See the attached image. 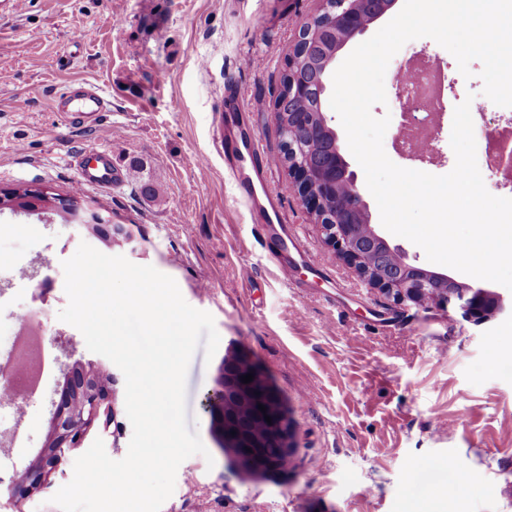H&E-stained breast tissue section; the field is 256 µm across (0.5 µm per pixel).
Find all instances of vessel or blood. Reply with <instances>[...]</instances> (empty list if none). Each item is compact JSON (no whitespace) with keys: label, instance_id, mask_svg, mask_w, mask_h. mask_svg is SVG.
I'll return each instance as SVG.
<instances>
[{"label":"vessel or blood","instance_id":"vessel-or-blood-1","mask_svg":"<svg viewBox=\"0 0 512 512\" xmlns=\"http://www.w3.org/2000/svg\"><path fill=\"white\" fill-rule=\"evenodd\" d=\"M242 123L243 109L238 97L225 96L223 111L217 118L224 164L239 199L245 203L252 222L259 228L270 259L289 287L295 288L312 265L298 240L289 235L280 202L268 189L267 173L273 160L261 151L254 139L244 136ZM76 171L77 185L81 188H108L122 179L113 169L112 158L105 150L98 152L95 165L81 164Z\"/></svg>","mask_w":512,"mask_h":512}]
</instances>
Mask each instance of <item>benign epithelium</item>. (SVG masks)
Wrapping results in <instances>:
<instances>
[{
    "mask_svg": "<svg viewBox=\"0 0 512 512\" xmlns=\"http://www.w3.org/2000/svg\"><path fill=\"white\" fill-rule=\"evenodd\" d=\"M316 12L295 32L286 64L287 80L282 94L274 101L273 117L281 136L283 166L303 202L310 221L321 226L324 239L335 256L354 270L370 288L397 302L417 306L429 303L447 306L454 302L463 317L483 324L505 310L500 294L474 288L455 278L428 271L410 261L401 248L392 247L379 234L369 206L358 185L357 173L347 160L343 142L332 126V117L322 109L312 113L316 123L306 121L307 113L290 112L288 122H279L285 103L305 100L313 91L311 70L315 68L311 48L331 37L336 49L324 66L334 63L339 52L352 40L364 35L375 21L395 4V0H317ZM312 135L324 133L327 140L319 154L307 148L305 139L291 130ZM492 140L497 172L512 175V127L494 128ZM27 211H59L69 221H80L79 207L70 201L55 205V197L45 188L28 189L24 199ZM394 255L396 266L388 275L380 274L370 260V244ZM253 373L248 384L241 377ZM112 366L103 361L76 362L66 368L65 381L52 411L50 431L44 448L27 465L14 472L9 490L23 498L37 492L56 472L65 453L82 447L88 431L97 424L108 429L112 423ZM207 406L223 414L221 427L224 452L244 471L261 474L285 466L289 455L290 423L271 386L243 353L233 350L224 355L220 389L206 398ZM264 405L261 412L258 405ZM271 422L265 421V416Z\"/></svg>",
    "mask_w": 512,
    "mask_h": 512,
    "instance_id": "1",
    "label": "benign epithelium"
}]
</instances>
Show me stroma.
<instances>
[{"instance_id": "1", "label": "stroma", "mask_w": 512, "mask_h": 512, "mask_svg": "<svg viewBox=\"0 0 512 512\" xmlns=\"http://www.w3.org/2000/svg\"><path fill=\"white\" fill-rule=\"evenodd\" d=\"M314 8L313 0H29L14 14L0 0V190L47 186L72 196L75 159L111 149L124 182L80 195L131 235L114 243L53 211L0 210V253L48 269L54 280L46 293L1 269L0 329H11L17 306L34 307L58 362L24 400V418L0 409V512H60L52 498L81 454L69 451L42 489L10 500L8 480L45 442L64 366L97 358L58 318L68 303L62 263L83 242L172 277L188 304L213 316L220 336L213 358L196 351L186 374L188 426L207 453L182 462L160 512H512V314L477 326L459 309L399 303L369 288L326 245L276 163L268 184L288 229L332 276L288 287L224 172L215 139L228 88L244 108L246 132L280 155L271 109L291 38ZM79 30L91 39L75 40ZM419 53L443 62L450 106L472 101L476 159L484 161L488 131L512 108L483 96L481 62L464 78L428 37L392 57L386 101L371 109L390 119L387 156L434 175L455 165L451 116L435 161L407 159L395 145L393 71ZM86 82L105 90L109 111L91 124L62 117L61 92ZM228 347L252 357L282 403L290 466L250 475L225 457L219 416L205 400L218 388ZM116 410L109 434L91 428L84 443L103 440L119 460L132 426L124 400ZM446 422L453 430H443Z\"/></svg>"}]
</instances>
